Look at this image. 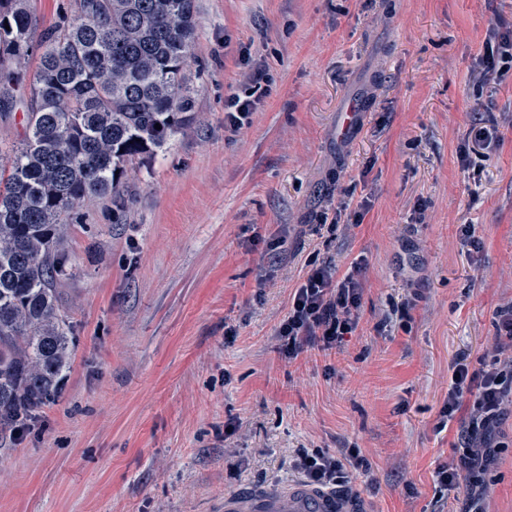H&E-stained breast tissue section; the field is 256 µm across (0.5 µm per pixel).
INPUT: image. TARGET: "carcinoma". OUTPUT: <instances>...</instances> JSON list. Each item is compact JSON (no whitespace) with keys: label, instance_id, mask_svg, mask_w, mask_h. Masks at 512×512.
<instances>
[{"label":"carcinoma","instance_id":"obj_1","mask_svg":"<svg viewBox=\"0 0 512 512\" xmlns=\"http://www.w3.org/2000/svg\"><path fill=\"white\" fill-rule=\"evenodd\" d=\"M196 40V0H74L71 21L39 34L29 0H0V112H25L0 153V443L30 428L70 369L65 225L87 201L125 205L127 167L191 126Z\"/></svg>","mask_w":512,"mask_h":512}]
</instances>
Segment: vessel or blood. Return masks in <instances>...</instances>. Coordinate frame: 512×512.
<instances>
[{
	"instance_id": "vessel-or-blood-1",
	"label": "vessel or blood",
	"mask_w": 512,
	"mask_h": 512,
	"mask_svg": "<svg viewBox=\"0 0 512 512\" xmlns=\"http://www.w3.org/2000/svg\"><path fill=\"white\" fill-rule=\"evenodd\" d=\"M224 512H369V509L365 498H347L291 481L225 494Z\"/></svg>"
}]
</instances>
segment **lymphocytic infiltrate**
<instances>
[{
  "label": "lymphocytic infiltrate",
  "instance_id": "lymphocytic-infiltrate-1",
  "mask_svg": "<svg viewBox=\"0 0 512 512\" xmlns=\"http://www.w3.org/2000/svg\"><path fill=\"white\" fill-rule=\"evenodd\" d=\"M511 72L512 33L490 31L474 79L480 83L500 80ZM362 293L358 271L341 275L333 266H313L295 289L288 316L278 330L284 359L294 360L308 350L326 352L341 347L358 326ZM494 319L495 334L489 350L479 357L478 368L459 361L448 382L444 416L458 425V456L439 473L440 482L448 487L462 479L482 482L486 469L478 448L484 434L512 413V303L498 306ZM367 465L356 448L338 456L301 448L294 461L295 471L307 482L324 486L348 484L350 471Z\"/></svg>",
  "mask_w": 512,
  "mask_h": 512
}]
</instances>
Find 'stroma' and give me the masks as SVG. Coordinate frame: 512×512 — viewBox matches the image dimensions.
<instances>
[{
	"label": "stroma",
	"instance_id": "stroma-1",
	"mask_svg": "<svg viewBox=\"0 0 512 512\" xmlns=\"http://www.w3.org/2000/svg\"><path fill=\"white\" fill-rule=\"evenodd\" d=\"M196 4L195 121L128 169L123 213L89 201L68 227L73 361L59 402L0 449V512H217L295 479L300 447L361 449L372 512H460L466 486L438 477L448 379L512 302V83L471 73L512 0ZM253 92L231 129L225 99ZM477 119L501 141L465 170ZM342 202L363 223L313 233ZM313 263L364 267L360 320L336 354L289 364L277 331ZM496 440L486 508L512 512V416Z\"/></svg>",
	"mask_w": 512,
	"mask_h": 512
}]
</instances>
